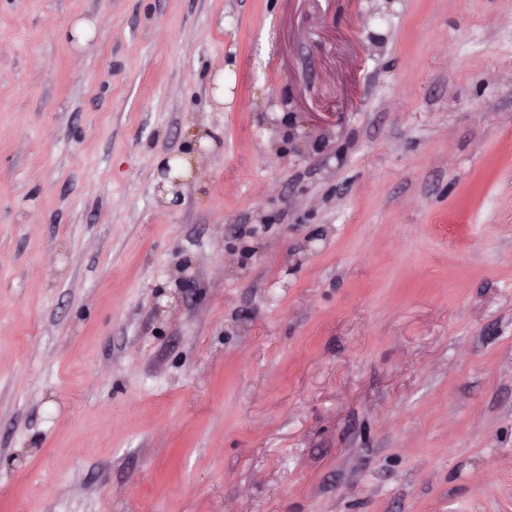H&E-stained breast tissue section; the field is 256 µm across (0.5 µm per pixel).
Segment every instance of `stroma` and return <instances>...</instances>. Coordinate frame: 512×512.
Listing matches in <instances>:
<instances>
[{
  "label": "stroma",
  "mask_w": 512,
  "mask_h": 512,
  "mask_svg": "<svg viewBox=\"0 0 512 512\" xmlns=\"http://www.w3.org/2000/svg\"><path fill=\"white\" fill-rule=\"evenodd\" d=\"M0 512H512V0H0Z\"/></svg>",
  "instance_id": "stroma-1"
}]
</instances>
